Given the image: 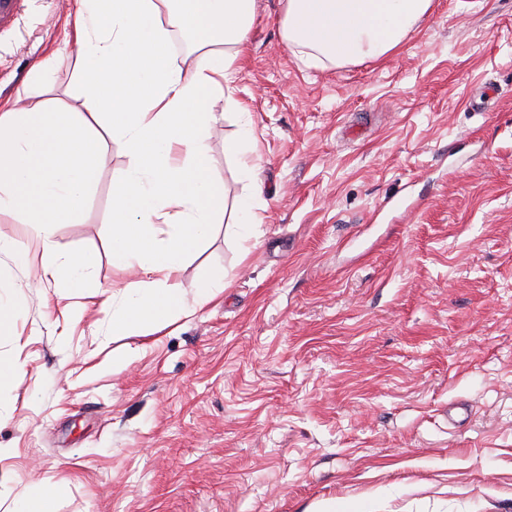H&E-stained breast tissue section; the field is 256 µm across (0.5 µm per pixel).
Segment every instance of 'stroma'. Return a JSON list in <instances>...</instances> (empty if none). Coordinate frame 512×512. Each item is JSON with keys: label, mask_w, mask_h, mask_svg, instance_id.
Here are the masks:
<instances>
[{"label": "stroma", "mask_w": 512, "mask_h": 512, "mask_svg": "<svg viewBox=\"0 0 512 512\" xmlns=\"http://www.w3.org/2000/svg\"><path fill=\"white\" fill-rule=\"evenodd\" d=\"M77 0H16L0 22V106L77 112ZM255 0L233 97L208 140L227 203L251 182L263 221L223 224L179 277L224 291L165 327L112 335L107 139L81 223L89 254L59 299L40 244L0 214V512L43 482L53 512H512V0H433L394 51L325 69ZM45 63L43 85L27 77ZM251 122L246 180L224 141ZM80 317H73L74 307ZM127 364L113 363L114 354Z\"/></svg>", "instance_id": "stroma-1"}]
</instances>
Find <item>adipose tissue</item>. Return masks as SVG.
Instances as JSON below:
<instances>
[{
	"mask_svg": "<svg viewBox=\"0 0 512 512\" xmlns=\"http://www.w3.org/2000/svg\"><path fill=\"white\" fill-rule=\"evenodd\" d=\"M432 0H284L282 32L308 65L378 59L397 49ZM255 0H78L75 39L83 65L80 112L41 104L0 110V213L41 240L59 297L85 287L93 256L57 254L56 225L79 223L97 183L102 134L122 141L131 164L112 185V263L137 278L117 295L112 333L191 315L224 290L210 274L186 299L179 274L226 210L233 232L261 223L254 194L226 207L209 166L211 103L232 82ZM199 56L189 68L169 52L172 33Z\"/></svg>",
	"mask_w": 512,
	"mask_h": 512,
	"instance_id": "obj_1",
	"label": "adipose tissue"
}]
</instances>
